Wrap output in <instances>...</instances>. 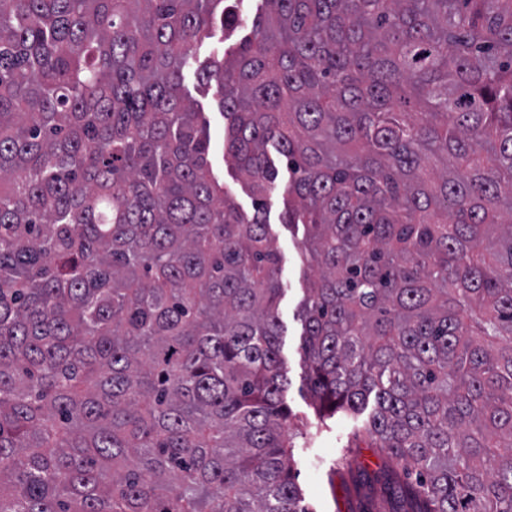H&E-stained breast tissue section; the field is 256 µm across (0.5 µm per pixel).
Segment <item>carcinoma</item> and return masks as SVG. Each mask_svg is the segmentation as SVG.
Wrapping results in <instances>:
<instances>
[{
  "mask_svg": "<svg viewBox=\"0 0 512 512\" xmlns=\"http://www.w3.org/2000/svg\"><path fill=\"white\" fill-rule=\"evenodd\" d=\"M0 0V512H308L280 255L315 272L320 415L362 413L397 512H512V0ZM239 2L237 6L242 18L241 25L235 29L224 27V33L218 26L216 30L212 31V37L203 38L197 46V57L201 62L207 59L218 47L222 48L224 46L226 48L248 34L252 19L264 7L262 0H240ZM184 84L191 96L202 104L204 115L209 121L212 140L210 163L214 176L224 184V189L229 192L238 209L251 216L254 212L255 200L230 159L224 156V115L217 105L215 84H199L193 70L185 74Z\"/></svg>",
  "mask_w": 512,
  "mask_h": 512,
  "instance_id": "carcinoma-1",
  "label": "carcinoma"
}]
</instances>
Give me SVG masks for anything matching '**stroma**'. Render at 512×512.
Returning a JSON list of instances; mask_svg holds the SVG:
<instances>
[{
	"mask_svg": "<svg viewBox=\"0 0 512 512\" xmlns=\"http://www.w3.org/2000/svg\"><path fill=\"white\" fill-rule=\"evenodd\" d=\"M262 7L263 0H240V26L214 30L211 37L202 39L197 46L198 59H207L218 47L234 44L248 34ZM184 84L202 104L210 125L214 176L240 211L253 214L255 200L224 155V116L217 105L215 85L198 83L191 72L185 74ZM284 199L281 190L267 197L265 219L281 255L279 277L283 293L278 312L282 325L280 351L288 377L285 400L293 415L311 426L307 438L294 440L295 480L310 512H394L401 484L393 473V460L382 452L374 437L364 432L362 419L338 413L320 421L308 392L298 310L306 296L310 272L304 267L299 250L302 229H291L281 222Z\"/></svg>",
	"mask_w": 512,
	"mask_h": 512,
	"instance_id": "stroma-1",
	"label": "stroma"
}]
</instances>
